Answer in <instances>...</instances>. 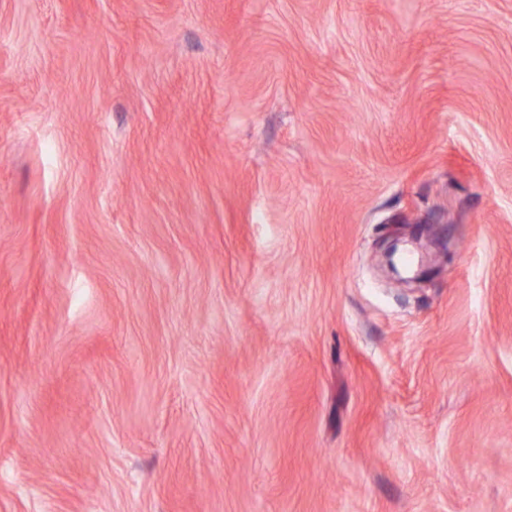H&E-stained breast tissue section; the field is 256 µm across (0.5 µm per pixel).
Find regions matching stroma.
Wrapping results in <instances>:
<instances>
[{
  "label": "stroma",
  "instance_id": "1",
  "mask_svg": "<svg viewBox=\"0 0 512 512\" xmlns=\"http://www.w3.org/2000/svg\"><path fill=\"white\" fill-rule=\"evenodd\" d=\"M0 512H512V0H0Z\"/></svg>",
  "mask_w": 512,
  "mask_h": 512
}]
</instances>
